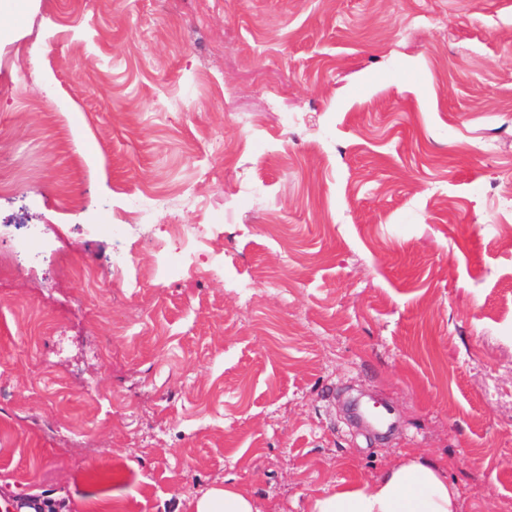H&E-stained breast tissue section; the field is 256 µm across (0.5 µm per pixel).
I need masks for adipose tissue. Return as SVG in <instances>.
<instances>
[{
  "label": "adipose tissue",
  "mask_w": 512,
  "mask_h": 512,
  "mask_svg": "<svg viewBox=\"0 0 512 512\" xmlns=\"http://www.w3.org/2000/svg\"><path fill=\"white\" fill-rule=\"evenodd\" d=\"M458 497L445 467L410 452L373 482L313 498L309 512H458ZM191 507L193 512H257L249 489L231 483L210 490Z\"/></svg>",
  "instance_id": "obj_1"
}]
</instances>
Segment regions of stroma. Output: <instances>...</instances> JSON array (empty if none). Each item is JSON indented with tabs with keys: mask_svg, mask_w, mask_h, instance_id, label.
Segmentation results:
<instances>
[{
	"mask_svg": "<svg viewBox=\"0 0 512 512\" xmlns=\"http://www.w3.org/2000/svg\"><path fill=\"white\" fill-rule=\"evenodd\" d=\"M224 261L102 287L96 224ZM0 503L260 512L446 464L512 512V0H29L0 37ZM396 429L356 428L345 398ZM164 247L165 256L155 258V275L158 279L169 273V259L174 257L181 265L198 272H209L198 266V252L206 237L196 224H166ZM40 239L39 232H32L15 243L13 252L0 259V285L21 271H28L24 259L34 260L42 255ZM193 512H259L249 489L243 485L226 484L193 501Z\"/></svg>",
	"mask_w": 512,
	"mask_h": 512,
	"instance_id": "1",
	"label": "stroma"
}]
</instances>
